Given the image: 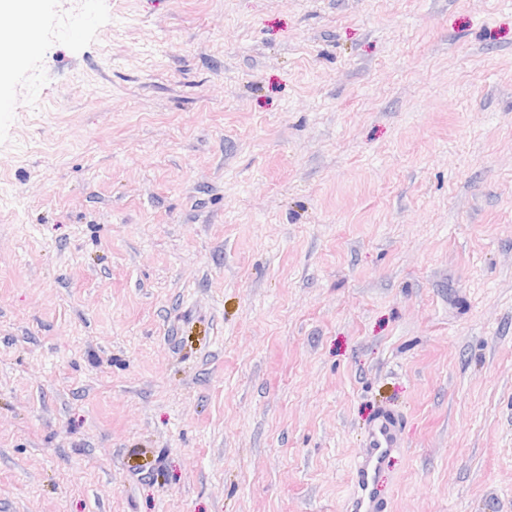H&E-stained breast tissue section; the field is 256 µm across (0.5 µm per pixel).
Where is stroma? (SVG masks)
<instances>
[{"mask_svg": "<svg viewBox=\"0 0 512 512\" xmlns=\"http://www.w3.org/2000/svg\"><path fill=\"white\" fill-rule=\"evenodd\" d=\"M0 27V512H512V0ZM404 419L383 409L372 421L365 449L352 465L349 512H386L387 504L375 492L379 469L396 448H401Z\"/></svg>", "mask_w": 512, "mask_h": 512, "instance_id": "stroma-1", "label": "stroma"}]
</instances>
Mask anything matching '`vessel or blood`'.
Masks as SVG:
<instances>
[{
    "mask_svg": "<svg viewBox=\"0 0 512 512\" xmlns=\"http://www.w3.org/2000/svg\"><path fill=\"white\" fill-rule=\"evenodd\" d=\"M403 429V417L389 409L372 421L365 449L352 465L348 512H386V503L375 492L377 476L385 459L400 447Z\"/></svg>",
    "mask_w": 512,
    "mask_h": 512,
    "instance_id": "b4317fda",
    "label": "vessel or blood"
}]
</instances>
